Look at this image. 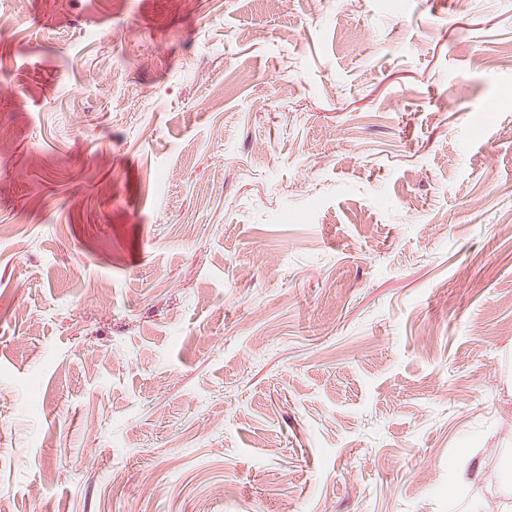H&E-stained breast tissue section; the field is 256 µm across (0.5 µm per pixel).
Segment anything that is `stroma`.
<instances>
[{
    "label": "stroma",
    "mask_w": 512,
    "mask_h": 512,
    "mask_svg": "<svg viewBox=\"0 0 512 512\" xmlns=\"http://www.w3.org/2000/svg\"><path fill=\"white\" fill-rule=\"evenodd\" d=\"M1 131L9 512L512 501V0H13Z\"/></svg>",
    "instance_id": "1"
}]
</instances>
